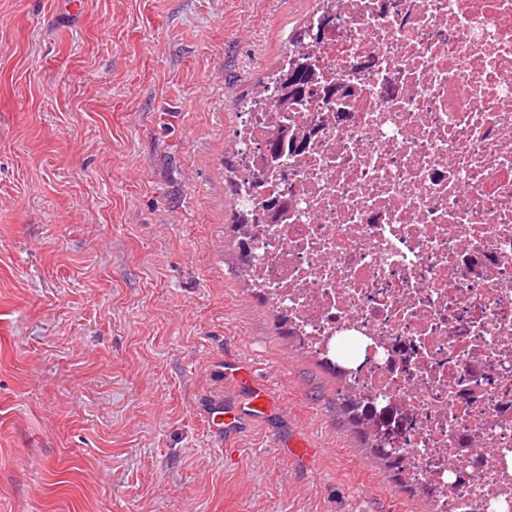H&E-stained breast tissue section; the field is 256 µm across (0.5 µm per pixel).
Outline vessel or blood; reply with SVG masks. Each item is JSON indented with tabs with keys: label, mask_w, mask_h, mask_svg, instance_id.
I'll list each match as a JSON object with an SVG mask.
<instances>
[{
	"label": "vessel or blood",
	"mask_w": 512,
	"mask_h": 512,
	"mask_svg": "<svg viewBox=\"0 0 512 512\" xmlns=\"http://www.w3.org/2000/svg\"><path fill=\"white\" fill-rule=\"evenodd\" d=\"M224 376L233 386L242 388L248 395L245 407L239 408L228 404L215 407L210 414L212 428L221 434L241 425L248 417H264L276 411L279 407L277 400L267 388L257 383L245 365L228 361L224 364Z\"/></svg>",
	"instance_id": "b4317fda"
}]
</instances>
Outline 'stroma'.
I'll return each mask as SVG.
<instances>
[{
	"label": "stroma",
	"mask_w": 512,
	"mask_h": 512,
	"mask_svg": "<svg viewBox=\"0 0 512 512\" xmlns=\"http://www.w3.org/2000/svg\"><path fill=\"white\" fill-rule=\"evenodd\" d=\"M69 2L0 0V512H425L230 231L226 147L315 0ZM228 358L282 406L224 438Z\"/></svg>",
	"instance_id": "obj_1"
}]
</instances>
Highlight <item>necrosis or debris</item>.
Returning <instances> with one entry per match:
<instances>
[{
	"label": "necrosis or debris",
	"mask_w": 512,
	"mask_h": 512,
	"mask_svg": "<svg viewBox=\"0 0 512 512\" xmlns=\"http://www.w3.org/2000/svg\"><path fill=\"white\" fill-rule=\"evenodd\" d=\"M306 25L228 148L252 288L348 403L408 417L391 470L432 512H512V0Z\"/></svg>",
	"instance_id": "obj_1"
}]
</instances>
